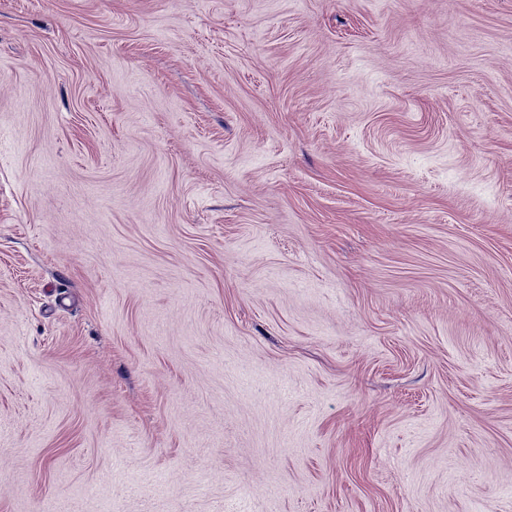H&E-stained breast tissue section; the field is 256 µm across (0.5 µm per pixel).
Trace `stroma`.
Segmentation results:
<instances>
[{
  "label": "stroma",
  "instance_id": "obj_1",
  "mask_svg": "<svg viewBox=\"0 0 512 512\" xmlns=\"http://www.w3.org/2000/svg\"><path fill=\"white\" fill-rule=\"evenodd\" d=\"M0 512H512V0H0Z\"/></svg>",
  "mask_w": 512,
  "mask_h": 512
}]
</instances>
